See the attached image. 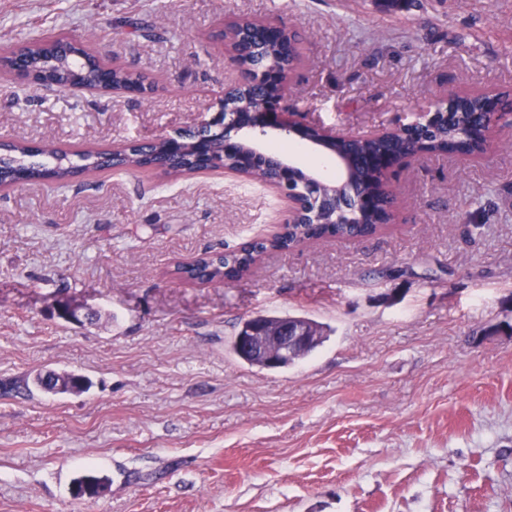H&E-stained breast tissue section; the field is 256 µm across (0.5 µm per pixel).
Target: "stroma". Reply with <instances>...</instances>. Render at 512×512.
Wrapping results in <instances>:
<instances>
[{"label": "stroma", "mask_w": 512, "mask_h": 512, "mask_svg": "<svg viewBox=\"0 0 512 512\" xmlns=\"http://www.w3.org/2000/svg\"><path fill=\"white\" fill-rule=\"evenodd\" d=\"M299 31L288 104L362 135L445 92H512V0H0V48L62 30L159 78L149 97L0 82V137L61 147L172 135L231 71L210 34ZM149 24L152 36H132ZM394 224L266 252L196 285L177 262L273 233L288 201L221 170L0 190V512H512V124L488 152L392 178ZM79 311L80 322L57 308ZM296 315L329 339L281 370L228 351ZM107 478L77 499L75 479Z\"/></svg>", "instance_id": "1"}]
</instances>
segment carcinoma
Here are the masks:
<instances>
[{
  "label": "carcinoma",
  "instance_id": "obj_1",
  "mask_svg": "<svg viewBox=\"0 0 512 512\" xmlns=\"http://www.w3.org/2000/svg\"><path fill=\"white\" fill-rule=\"evenodd\" d=\"M259 35L260 50L256 52L248 50L241 42L235 43L244 58L279 67L288 64L297 66L302 61V39L297 32L282 29L267 35L261 30ZM0 55L11 66L34 74V79L43 86L75 84L95 89L102 84H113L128 92H139L147 83L158 84L156 78L133 71L119 62L117 57L102 55L87 44L80 49L73 48L68 33L63 30L17 47L3 48ZM263 98L264 95L244 85L237 96L225 103V107L238 114L240 122L248 123L251 113L261 108ZM491 103L492 100L483 93H464L453 102L448 118L440 119L430 131L404 130L378 140L338 137L329 141L328 148L347 160V183L336 188V196H346L347 189L352 187L368 196L366 206L353 210L321 207L313 211L307 224H284L274 235L257 239L241 250L206 255L188 264H180L174 270L176 278L191 284H210L225 279L235 281L269 249L287 250L300 243L329 237L354 240L375 235L391 219L390 201L378 190L365 159L382 153L405 157L417 151L472 154L480 149L493 121V113L488 111ZM249 151L250 147L245 142L229 147L224 155V165L236 167L240 157ZM36 153L54 157L56 165L48 168L21 161V158ZM169 153L170 146L162 141L152 146L149 155L136 146L116 154L112 153L110 147L82 148L75 155L83 164L66 165L64 161L68 159L69 152L62 148L44 145L35 151L25 141L10 142L0 149V187L11 189L20 181L41 182L48 175L53 178L54 184L63 186L78 174L110 171V163L114 160L128 171L152 172L153 163ZM196 155V146L187 142L179 148L178 158L168 166L167 173L178 177L195 170ZM278 177V169L269 162L250 174V178L264 184L274 183ZM251 323L249 319L242 324L229 349L241 361L257 367L259 362L239 344L240 337Z\"/></svg>",
  "mask_w": 512,
  "mask_h": 512
}]
</instances>
